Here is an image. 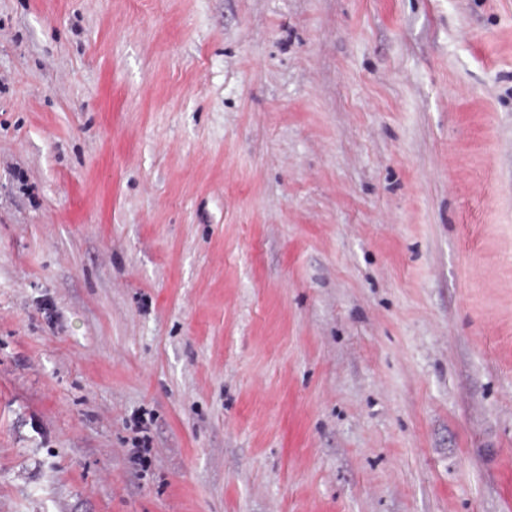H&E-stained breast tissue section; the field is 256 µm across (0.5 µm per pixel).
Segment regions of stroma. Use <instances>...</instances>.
Returning <instances> with one entry per match:
<instances>
[{
    "instance_id": "obj_1",
    "label": "stroma",
    "mask_w": 512,
    "mask_h": 512,
    "mask_svg": "<svg viewBox=\"0 0 512 512\" xmlns=\"http://www.w3.org/2000/svg\"><path fill=\"white\" fill-rule=\"evenodd\" d=\"M0 512H512V0H0Z\"/></svg>"
}]
</instances>
